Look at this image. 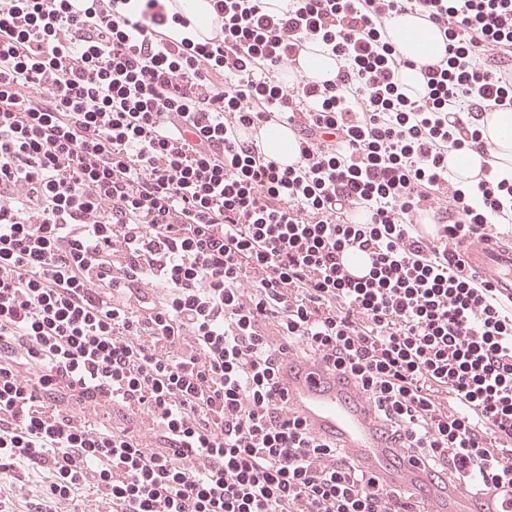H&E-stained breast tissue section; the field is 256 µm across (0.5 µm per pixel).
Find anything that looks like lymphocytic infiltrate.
Instances as JSON below:
<instances>
[{
    "label": "lymphocytic infiltrate",
    "mask_w": 512,
    "mask_h": 512,
    "mask_svg": "<svg viewBox=\"0 0 512 512\" xmlns=\"http://www.w3.org/2000/svg\"><path fill=\"white\" fill-rule=\"evenodd\" d=\"M211 5L193 42L174 0H0V472L48 471L30 512H421L289 405L297 356L394 463L512 503V297L459 252L512 180L448 169L482 145L458 113L512 110V0ZM408 12L436 63L388 40ZM280 122L286 167L254 137ZM388 38L401 55L418 61L435 59L442 49L440 30L416 14H402L387 26ZM415 33L419 39L410 38ZM309 48L300 57L302 70L318 81L334 80L338 70L336 58L316 51L319 48L315 46Z\"/></svg>",
    "instance_id": "lymphocytic-infiltrate-1"
}]
</instances>
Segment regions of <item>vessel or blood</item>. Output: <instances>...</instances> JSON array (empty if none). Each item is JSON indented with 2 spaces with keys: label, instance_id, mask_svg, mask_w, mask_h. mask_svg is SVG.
Returning <instances> with one entry per match:
<instances>
[{
  "label": "vessel or blood",
  "instance_id": "vessel-or-blood-1",
  "mask_svg": "<svg viewBox=\"0 0 512 512\" xmlns=\"http://www.w3.org/2000/svg\"><path fill=\"white\" fill-rule=\"evenodd\" d=\"M460 249L467 270L502 293L512 294V245L475 241L462 243ZM282 378L290 405L312 431L321 436L338 435L346 454L376 473L387 488L409 491L430 485L427 471L418 462L387 466L390 451L368 402L339 373L312 360L293 358ZM430 487L424 512H468V497L455 482Z\"/></svg>",
  "mask_w": 512,
  "mask_h": 512
}]
</instances>
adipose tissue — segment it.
<instances>
[{
    "label": "adipose tissue",
    "mask_w": 512,
    "mask_h": 512,
    "mask_svg": "<svg viewBox=\"0 0 512 512\" xmlns=\"http://www.w3.org/2000/svg\"><path fill=\"white\" fill-rule=\"evenodd\" d=\"M388 38L399 53L418 61L435 59L442 49L440 30L416 14H402L387 26ZM483 151L449 154L448 167L464 184L476 183L482 164L491 163L502 177H512V113L495 110L480 121Z\"/></svg>",
    "instance_id": "obj_1"
}]
</instances>
